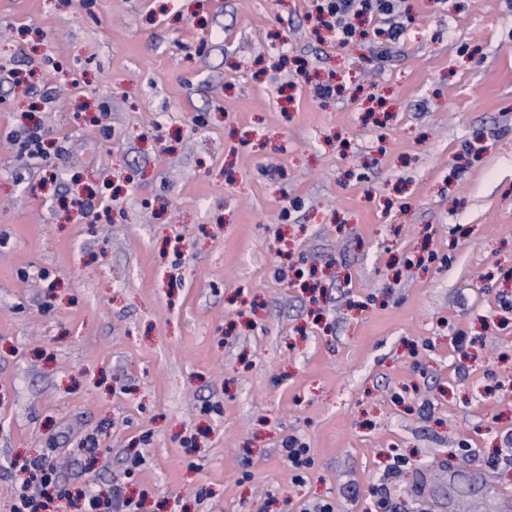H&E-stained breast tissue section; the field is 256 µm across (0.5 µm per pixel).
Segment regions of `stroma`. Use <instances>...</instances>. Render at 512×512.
I'll return each mask as SVG.
<instances>
[{
    "mask_svg": "<svg viewBox=\"0 0 512 512\" xmlns=\"http://www.w3.org/2000/svg\"><path fill=\"white\" fill-rule=\"evenodd\" d=\"M397 20L0 0V512L25 456L67 512H368L394 449L398 512H512V0ZM43 92L46 186L8 138ZM286 452V457L295 472L294 480L303 479L302 473L309 469L312 465V458L309 455V449L305 448L295 438H288L282 444Z\"/></svg>",
    "mask_w": 512,
    "mask_h": 512,
    "instance_id": "1",
    "label": "stroma"
}]
</instances>
